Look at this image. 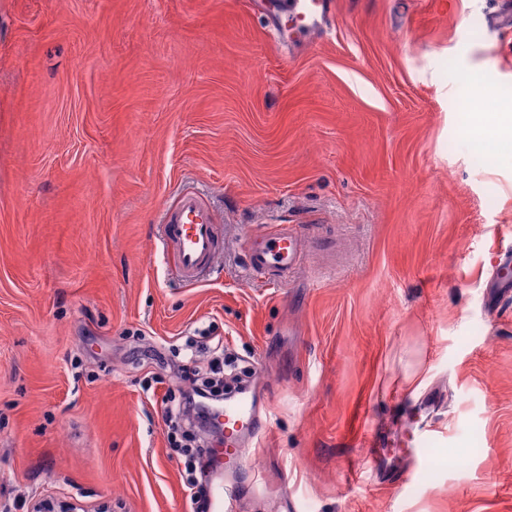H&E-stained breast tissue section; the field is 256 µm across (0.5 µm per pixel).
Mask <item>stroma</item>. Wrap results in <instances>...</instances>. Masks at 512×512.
<instances>
[{
	"label": "stroma",
	"mask_w": 512,
	"mask_h": 512,
	"mask_svg": "<svg viewBox=\"0 0 512 512\" xmlns=\"http://www.w3.org/2000/svg\"><path fill=\"white\" fill-rule=\"evenodd\" d=\"M334 2L300 40L288 0H0V512H195L166 411L204 334L268 427L239 512H512V301L483 300L512 153L463 109L512 105L502 0ZM185 191L222 226L194 286L160 222ZM276 224L305 262L254 279Z\"/></svg>",
	"instance_id": "obj_1"
}]
</instances>
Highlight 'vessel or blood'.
Wrapping results in <instances>:
<instances>
[{
  "instance_id": "b4317fda",
  "label": "vessel or blood",
  "mask_w": 512,
  "mask_h": 512,
  "mask_svg": "<svg viewBox=\"0 0 512 512\" xmlns=\"http://www.w3.org/2000/svg\"><path fill=\"white\" fill-rule=\"evenodd\" d=\"M334 0H289L288 11L307 32L319 30L331 18ZM164 237L181 280L189 285L201 282L203 274L215 267L220 256L217 224L213 212L195 194H181L162 215ZM248 270L251 275L288 279L305 259V241L297 232L281 228L273 234L258 231L249 237ZM224 445L227 459L242 458L245 441L262 428L256 415V401L250 386H243L237 398L225 401ZM234 487L214 477L207 492L209 512H232Z\"/></svg>"
}]
</instances>
